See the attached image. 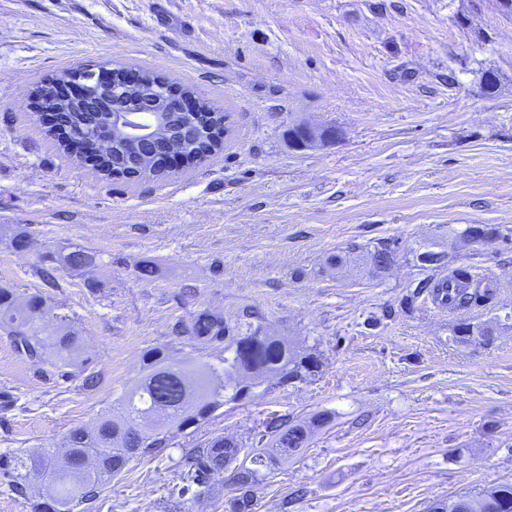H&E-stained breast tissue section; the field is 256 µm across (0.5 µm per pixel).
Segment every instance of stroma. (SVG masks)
<instances>
[{
  "mask_svg": "<svg viewBox=\"0 0 512 512\" xmlns=\"http://www.w3.org/2000/svg\"><path fill=\"white\" fill-rule=\"evenodd\" d=\"M82 65L196 86L224 114L223 148L154 179L77 164L26 91ZM300 122L342 135L294 150ZM470 224L497 234L463 240ZM382 241L397 260L372 277L363 254ZM75 246L95 266L46 286L36 266ZM427 246L444 268L418 260ZM457 267L496 281L493 303L412 298ZM1 286L68 316L83 350L29 359L0 329V454L93 424L149 349L217 362L223 343L189 333L204 311L321 363L133 458L90 512H229L228 474L192 485L185 462L220 435L257 447L273 415L330 419L267 471L255 512H428L512 483V16L496 0H0ZM463 320L493 341L455 342Z\"/></svg>",
  "mask_w": 512,
  "mask_h": 512,
  "instance_id": "35a3bbf8",
  "label": "stroma"
}]
</instances>
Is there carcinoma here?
Segmentation results:
<instances>
[{
    "mask_svg": "<svg viewBox=\"0 0 512 512\" xmlns=\"http://www.w3.org/2000/svg\"><path fill=\"white\" fill-rule=\"evenodd\" d=\"M140 95L117 90L103 98L96 96L97 108L86 111L80 102H64L45 96L47 107L66 113L76 135L82 137L71 152L78 161L96 159L93 168L104 176L112 171L123 170L141 161L139 152L122 140L112 141L111 150L99 152L96 142L84 130L108 122L112 106L133 102ZM208 103L201 101L203 112L196 116H184L197 131L194 139L184 141L183 154L190 161L205 149L221 147L224 135V115L207 111ZM60 266L81 271L96 262V256L82 248H74L55 259ZM415 293L427 294L432 301L451 311L479 307L493 301L497 285L488 279L473 280L465 269H453L448 277L435 283L418 284ZM49 310L38 296L18 303L14 291L0 288V327L12 336L15 347L31 357L41 353ZM57 326L52 333L57 359L66 362L79 350V341L68 327L66 316L53 315ZM190 333L201 342H225L224 359L220 364L202 363L184 372L195 379V401L182 409L172 406L167 419H152L159 398L166 388L163 374L171 362L160 349L145 356V375L139 384L127 394L112 411L102 415L91 427L75 426L64 437L60 447L12 456L0 455V477L6 479L11 490L24 499H32V486L28 477L40 471L48 480L50 494L44 500L33 503V512H75L79 506L94 502L112 477L119 475L129 461L157 448H165L172 437V429H183L207 418L224 405V391L232 390L235 400L248 382L266 375H280V381L291 382L313 375L319 369L318 359L310 354L301 356L291 351L281 340L262 332V326L247 323L246 330L231 327L224 318L208 311L194 319ZM492 330L462 322L455 330L461 342L485 344L491 341ZM141 428L139 443L129 440L131 426ZM310 428L286 417H270L264 423V435L272 441V451L244 448L233 438L218 436L205 441L187 461V478L202 483L224 471L234 469L233 484L236 494L229 499L230 512H254L255 489L262 470L276 459H288L297 454L308 442ZM86 454L97 457L95 465L80 469L68 465ZM512 505V484L493 486L477 496H464L448 501H438L430 512H502V504Z\"/></svg>",
    "mask_w": 512,
    "mask_h": 512,
    "instance_id": "cac0c4a2",
    "label": "carcinoma"
}]
</instances>
